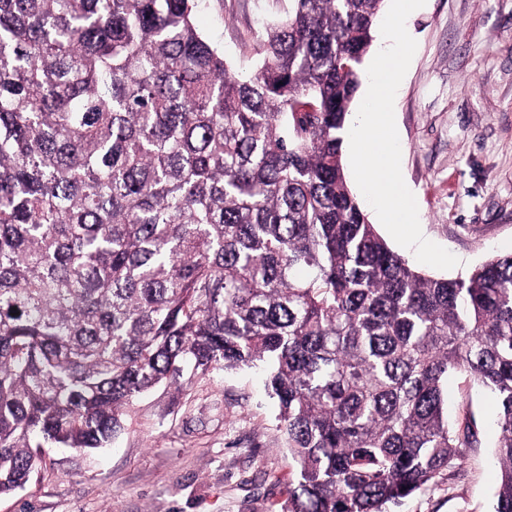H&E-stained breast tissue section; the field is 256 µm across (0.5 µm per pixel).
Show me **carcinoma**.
Returning <instances> with one entry per match:
<instances>
[{"instance_id":"carcinoma-1","label":"carcinoma","mask_w":512,"mask_h":512,"mask_svg":"<svg viewBox=\"0 0 512 512\" xmlns=\"http://www.w3.org/2000/svg\"><path fill=\"white\" fill-rule=\"evenodd\" d=\"M384 0H292L255 72L206 0H0V495L156 386L269 369L286 512H386L452 472L494 395L512 512V256L433 278L368 220L343 141Z\"/></svg>"}]
</instances>
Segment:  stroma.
Returning <instances> with one entry per match:
<instances>
[{"mask_svg":"<svg viewBox=\"0 0 512 512\" xmlns=\"http://www.w3.org/2000/svg\"><path fill=\"white\" fill-rule=\"evenodd\" d=\"M291 0H210L197 24L250 73L265 24ZM417 42L394 107L404 181L422 232L459 258L429 276H465L512 254V0H426L407 21ZM262 373L216 372L135 400L114 442L42 448L0 512H282L294 465ZM448 419L477 441L449 478L388 512H493L494 396L448 378Z\"/></svg>","mask_w":512,"mask_h":512,"instance_id":"obj_1","label":"stroma"}]
</instances>
